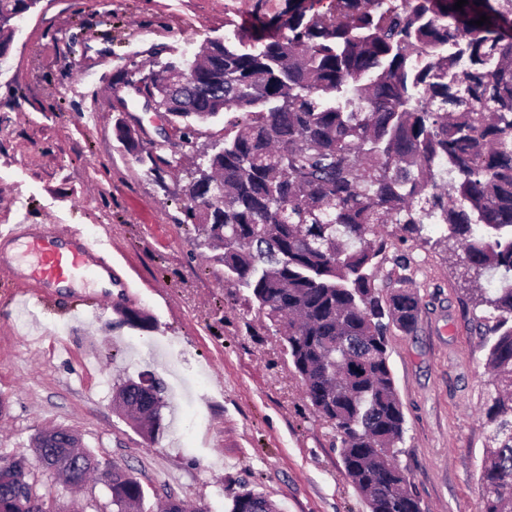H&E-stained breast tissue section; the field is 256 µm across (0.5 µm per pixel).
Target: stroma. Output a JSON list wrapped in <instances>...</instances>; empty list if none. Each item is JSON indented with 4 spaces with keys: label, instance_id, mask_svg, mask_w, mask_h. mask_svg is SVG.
I'll return each mask as SVG.
<instances>
[{
    "label": "stroma",
    "instance_id": "1",
    "mask_svg": "<svg viewBox=\"0 0 512 512\" xmlns=\"http://www.w3.org/2000/svg\"><path fill=\"white\" fill-rule=\"evenodd\" d=\"M283 0H38L13 22L0 61V225L60 221L102 250L123 282L111 306L89 308L96 278L56 289L57 303H12L0 275V456L31 455L41 430H74L102 468L131 469L148 504L229 512L242 488L282 512H368L342 470L335 432L314 412L280 350V337L242 300L222 264L199 248L182 189L224 120L197 124L194 149L173 165L138 161L117 136L135 128L162 141L167 123L129 80L172 58L193 59L250 29ZM378 284L390 278L421 301L415 331L392 329L388 362L406 419L397 462L426 512H479V465L489 443L483 414L482 338L453 243L389 227ZM147 315L129 325L122 308ZM154 376L167 402L155 439L112 410L117 387ZM46 499L107 502L89 479L70 491L38 474Z\"/></svg>",
    "mask_w": 512,
    "mask_h": 512
}]
</instances>
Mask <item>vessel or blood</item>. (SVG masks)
<instances>
[{
    "mask_svg": "<svg viewBox=\"0 0 512 512\" xmlns=\"http://www.w3.org/2000/svg\"><path fill=\"white\" fill-rule=\"evenodd\" d=\"M23 241L31 257V269L19 292L32 294L44 303H52V289L60 283L98 273L103 283L100 293L91 297L97 305L112 300V267L104 263L81 233L59 224H16L0 229V245Z\"/></svg>",
    "mask_w": 512,
    "mask_h": 512,
    "instance_id": "obj_1",
    "label": "vessel or blood"
}]
</instances>
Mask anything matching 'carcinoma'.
Returning a JSON list of instances; mask_svg holds the SVG:
<instances>
[{"label": "carcinoma", "mask_w": 512, "mask_h": 512, "mask_svg": "<svg viewBox=\"0 0 512 512\" xmlns=\"http://www.w3.org/2000/svg\"><path fill=\"white\" fill-rule=\"evenodd\" d=\"M284 0L254 30L214 39L203 59L143 77L179 138L221 113L223 141L183 189L198 246L281 336L282 352L369 512H425L395 463L405 416L388 363L391 328L415 329L419 298L375 284L388 224L415 240H452L468 300L481 308L487 372L481 512H512V0ZM486 15L482 26L473 21ZM453 42L465 60L443 51ZM127 151L143 152L119 129ZM155 378L114 405L141 435L161 428ZM0 457V512L37 510V468L77 486L97 471L87 449ZM112 512H146L131 472L112 470ZM230 512H281L246 488Z\"/></svg>", "instance_id": "obj_1"}]
</instances>
